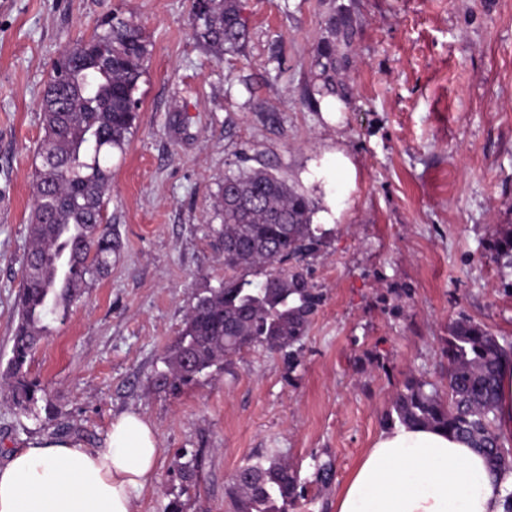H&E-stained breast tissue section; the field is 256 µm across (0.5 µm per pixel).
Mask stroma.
Returning <instances> with one entry per match:
<instances>
[{"mask_svg":"<svg viewBox=\"0 0 512 512\" xmlns=\"http://www.w3.org/2000/svg\"><path fill=\"white\" fill-rule=\"evenodd\" d=\"M247 37L217 58L190 33L189 0H0V370L10 357L32 203L39 98L52 59L105 15L139 22L150 54L138 119L112 158L107 215L120 250L33 353L36 416L0 388V463L28 443H101L135 411L161 448L138 512H226L238 467L278 448L308 482L295 512L336 494L383 430L406 374L445 385L439 348L459 315L512 336V295L481 253L512 224V0H239ZM356 36L338 120L312 88L326 21ZM343 151L354 174L336 173ZM268 168L309 196L331 235L302 258L326 296L296 371L244 352L178 395L156 373L203 288L224 278L210 203L225 174ZM398 288L410 296L396 298ZM378 353L386 367L367 358ZM197 456L183 493L176 459ZM332 460L325 489L315 464Z\"/></svg>","mask_w":512,"mask_h":512,"instance_id":"1","label":"stroma"}]
</instances>
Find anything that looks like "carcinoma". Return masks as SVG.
I'll return each instance as SVG.
<instances>
[{
	"label": "carcinoma",
	"instance_id": "1",
	"mask_svg": "<svg viewBox=\"0 0 512 512\" xmlns=\"http://www.w3.org/2000/svg\"><path fill=\"white\" fill-rule=\"evenodd\" d=\"M191 36L218 57L237 53L246 40L238 0H191ZM330 39L320 54V97L346 96L336 76L351 58L350 22L326 21ZM150 54L142 26L114 13L92 34L54 59L39 100L42 136L37 147L33 195L24 254L22 291L13 330L11 357L0 386L11 391L25 415H37V385L27 364L50 322L65 318L81 290L108 272L118 241L105 220L112 184V156L125 152L138 117L135 93ZM215 230L224 249V281L200 292L165 358L155 385L175 393L214 367L252 349L284 356L295 370L313 317L325 295L293 260L323 243L326 231L312 224L315 205L305 194L265 168L224 175L211 202ZM484 255L512 270V224L499 225ZM64 264L69 286L53 282ZM260 274L254 281L250 276ZM448 383L440 388L413 374L405 376L385 411L384 421L427 424L464 438L487 458L502 479L512 475V446L497 433L501 370L512 366V339L497 336L461 315L448 325L440 348ZM196 458L178 463L185 489L195 486ZM330 460L316 464L314 482L331 485ZM297 468L280 449L248 459L231 478L228 512H294L306 494Z\"/></svg>",
	"mask_w": 512,
	"mask_h": 512
}]
</instances>
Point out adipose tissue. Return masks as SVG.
Masks as SVG:
<instances>
[{"mask_svg":"<svg viewBox=\"0 0 512 512\" xmlns=\"http://www.w3.org/2000/svg\"><path fill=\"white\" fill-rule=\"evenodd\" d=\"M160 455L152 424L116 416L102 446L37 440L0 465V512H137ZM482 452L437 428L383 429L336 497V512H503Z\"/></svg>","mask_w":512,"mask_h":512,"instance_id":"obj_1","label":"adipose tissue"}]
</instances>
